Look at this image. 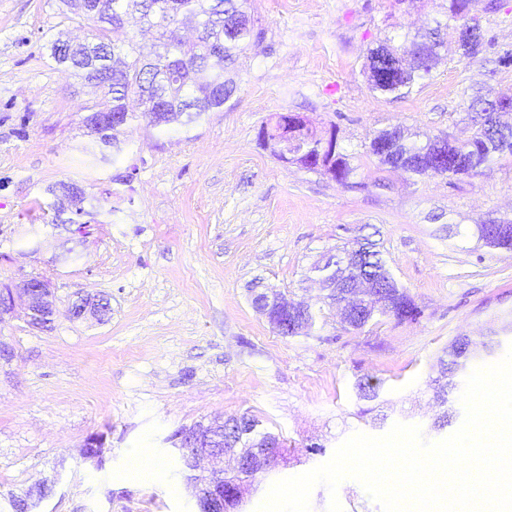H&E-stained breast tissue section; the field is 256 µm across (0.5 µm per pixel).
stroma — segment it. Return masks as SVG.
Wrapping results in <instances>:
<instances>
[{
  "mask_svg": "<svg viewBox=\"0 0 512 512\" xmlns=\"http://www.w3.org/2000/svg\"><path fill=\"white\" fill-rule=\"evenodd\" d=\"M442 0H249L263 31L234 75L223 111L183 127H128L116 164L84 163L83 124L95 96L51 58L62 31L89 35L55 0H0V283L49 279L51 329L23 313L0 322L14 351L0 360V512L37 484L53 491L42 512H191L170 438L180 428L248 412L295 443L245 497L256 512L271 481L328 462L355 433L382 436L396 423L431 430V369L455 337L497 334L495 358L512 346L501 322L512 315V252L478 246L475 225L512 216V158L468 177L412 178L378 167L374 132L400 125L421 136L465 139L467 91L512 96V10L471 12L493 44L483 59L441 58L411 93L392 101L370 92L366 50L400 40ZM335 128L362 186L281 162L257 140L262 121L283 111ZM100 202L83 260L56 264L65 227L45 223L43 204L62 181ZM455 225L447 235L442 227ZM376 230L387 264L421 307L416 323L390 317L359 332L333 316L310 335L283 337L251 305L252 283L296 298L306 268L362 227ZM86 295L110 301L102 319L68 315ZM383 383L392 409L384 425L359 418L357 378ZM103 435L102 464L83 460L85 439ZM149 449L156 473L135 472ZM382 512L353 479L337 492L316 486L311 512Z\"/></svg>",
  "mask_w": 512,
  "mask_h": 512,
  "instance_id": "35a3bbf8",
  "label": "stroma"
}]
</instances>
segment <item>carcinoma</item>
I'll return each mask as SVG.
<instances>
[{"label":"carcinoma","instance_id":"carcinoma-1","mask_svg":"<svg viewBox=\"0 0 512 512\" xmlns=\"http://www.w3.org/2000/svg\"><path fill=\"white\" fill-rule=\"evenodd\" d=\"M247 0H60V3L81 21L92 22V37L78 45L63 39V33L50 41V55L55 62L65 61V69L102 92L103 101L86 108L83 123L94 135L100 152L87 151L92 159L117 162L125 143L114 131L97 125V120L110 113L124 126L144 119L154 127L187 126L207 112H222L230 100L234 82L224 74L235 69L240 54L262 38L255 20L244 10ZM442 17L433 18L426 29L404 36L398 45L380 44L368 49L369 88L374 93L394 99L407 97L416 78L431 73L433 65L419 68L392 66V60L404 55L437 59L445 51L459 59L475 60L483 56L490 43L481 25H470L471 0H445ZM135 18L141 28L152 32L149 45L129 38L117 40L114 35L124 28L128 18ZM195 27L196 39L187 41L181 34L185 22ZM137 103L140 111L131 108ZM491 100L481 91L468 94V116L473 127L470 137L459 140L447 135L420 141V134L400 126L376 131L370 144L391 142L405 158V172L418 177L475 175L503 156H512V116L504 119L489 110ZM306 155L303 167L310 170L318 164L317 132L306 128ZM356 167L350 157L336 154L327 173L341 185L351 187ZM81 192L78 208L73 214L57 215L55 203L47 204L43 213L54 225L79 223V218H95L96 205L86 204ZM477 241L485 247L512 251V218H492L474 227ZM376 233L361 235L344 246L322 254L308 269L306 279L319 278L325 284L323 306L341 313L349 304V291L343 288L348 280L375 282L385 297L376 299L369 292L356 296V312L340 316L341 327L355 332L376 324L381 317H392L400 323L418 321L423 310L407 290L400 286L387 266ZM80 240L64 241L61 261L77 264L82 258ZM282 293L252 294V306L270 307L277 316L286 315ZM497 341L489 336L475 340L469 336L455 337L439 357L435 376L429 388L440 412L432 428L442 429L452 423L451 396L458 392L468 365L475 359L494 352ZM358 399L372 402L379 398L380 382L366 376L354 385ZM246 422L224 427V440L236 448H257L274 433L260 428V421L248 414ZM262 474L243 471L224 476V484L247 485L261 481Z\"/></svg>","mask_w":512,"mask_h":512}]
</instances>
